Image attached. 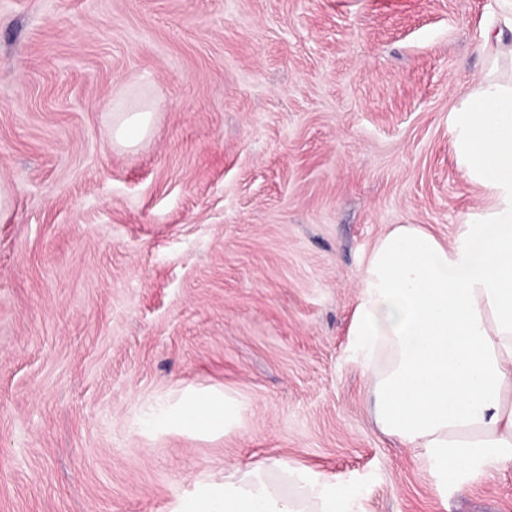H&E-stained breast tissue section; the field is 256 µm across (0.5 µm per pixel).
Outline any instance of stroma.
<instances>
[{
  "label": "stroma",
  "mask_w": 512,
  "mask_h": 512,
  "mask_svg": "<svg viewBox=\"0 0 512 512\" xmlns=\"http://www.w3.org/2000/svg\"><path fill=\"white\" fill-rule=\"evenodd\" d=\"M496 0H0V512H173L268 459L365 512L443 494L370 410L358 271L396 224L451 244L485 190L448 115ZM150 134L111 137L110 105ZM191 390L240 407L173 425Z\"/></svg>",
  "instance_id": "1"
}]
</instances>
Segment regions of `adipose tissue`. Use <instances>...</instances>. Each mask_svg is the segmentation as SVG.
I'll use <instances>...</instances> for the list:
<instances>
[{"label":"adipose tissue","mask_w":512,"mask_h":512,"mask_svg":"<svg viewBox=\"0 0 512 512\" xmlns=\"http://www.w3.org/2000/svg\"><path fill=\"white\" fill-rule=\"evenodd\" d=\"M487 65L448 127L490 203L452 245L418 224L378 239L359 272L351 334L387 436L424 462L444 492L512 468V38L485 35ZM238 405L189 394L172 415L196 431L232 425ZM353 480L271 460L228 466L176 512H361Z\"/></svg>","instance_id":"adipose-tissue-1"}]
</instances>
